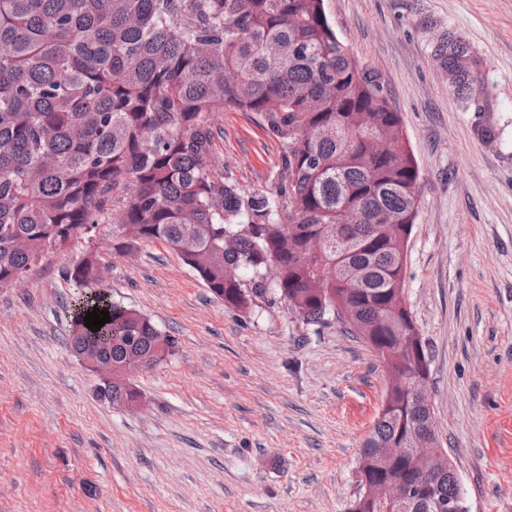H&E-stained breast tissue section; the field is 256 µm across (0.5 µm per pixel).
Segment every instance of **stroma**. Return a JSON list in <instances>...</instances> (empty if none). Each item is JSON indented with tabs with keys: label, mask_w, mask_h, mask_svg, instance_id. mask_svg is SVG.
<instances>
[{
	"label": "stroma",
	"mask_w": 512,
	"mask_h": 512,
	"mask_svg": "<svg viewBox=\"0 0 512 512\" xmlns=\"http://www.w3.org/2000/svg\"><path fill=\"white\" fill-rule=\"evenodd\" d=\"M338 37L380 74L418 165L405 299L428 346L435 420L469 512H512V0H325ZM460 33L482 61L488 110H465L420 19ZM498 140L485 142L483 124ZM220 169L273 194L281 144L254 112L210 114ZM103 219L0 289V512H347L387 368L333 319L285 302L225 307L164 243L126 255ZM113 299L176 346L131 381L144 406L99 400L66 344L86 252Z\"/></svg>",
	"instance_id": "1"
}]
</instances>
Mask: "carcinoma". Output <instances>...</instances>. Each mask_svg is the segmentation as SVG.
<instances>
[{"instance_id": "cac0c4a2", "label": "carcinoma", "mask_w": 512, "mask_h": 512, "mask_svg": "<svg viewBox=\"0 0 512 512\" xmlns=\"http://www.w3.org/2000/svg\"><path fill=\"white\" fill-rule=\"evenodd\" d=\"M430 53L462 106L480 108V61L452 29ZM257 112L281 143L272 196L241 193L221 172L206 116ZM418 168L381 78L339 39L325 0H0V289L109 216L130 252L160 241L216 298L239 311L277 296L308 325L346 311L390 369L410 376L427 345L405 344L384 319L404 312L406 264L378 230L412 234ZM343 243L336 244V231ZM107 263L85 254L65 269L76 292L67 342L80 358L157 365L174 337L112 300ZM109 312L98 331L93 308ZM109 403L141 397L101 383ZM359 457L383 481L377 454L400 448L396 478L422 482L413 437L438 435L412 389L387 390ZM414 512L459 492L435 471Z\"/></svg>"}]
</instances>
